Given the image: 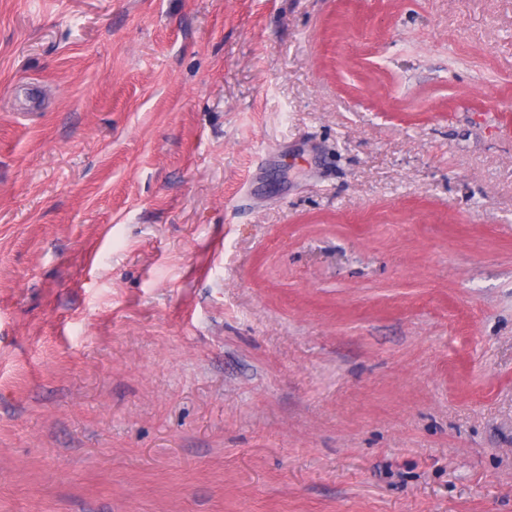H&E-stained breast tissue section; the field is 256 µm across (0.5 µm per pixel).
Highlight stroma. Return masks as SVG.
<instances>
[{"instance_id": "35a3bbf8", "label": "stroma", "mask_w": 512, "mask_h": 512, "mask_svg": "<svg viewBox=\"0 0 512 512\" xmlns=\"http://www.w3.org/2000/svg\"><path fill=\"white\" fill-rule=\"evenodd\" d=\"M0 512H512V0H0Z\"/></svg>"}]
</instances>
